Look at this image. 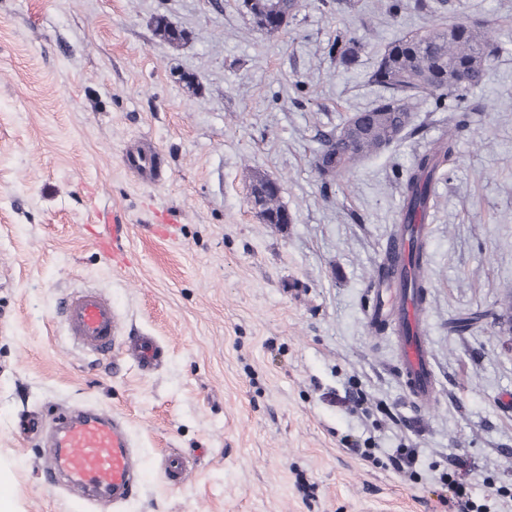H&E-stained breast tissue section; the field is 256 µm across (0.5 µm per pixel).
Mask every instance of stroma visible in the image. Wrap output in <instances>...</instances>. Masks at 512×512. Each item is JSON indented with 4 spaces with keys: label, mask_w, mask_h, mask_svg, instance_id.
<instances>
[{
    "label": "stroma",
    "mask_w": 512,
    "mask_h": 512,
    "mask_svg": "<svg viewBox=\"0 0 512 512\" xmlns=\"http://www.w3.org/2000/svg\"><path fill=\"white\" fill-rule=\"evenodd\" d=\"M429 2L432 17L415 0H304L271 36L239 0H0V488L14 512H456L448 475L484 512L512 505V0ZM159 16L187 41L162 39ZM458 17L494 26L498 52L433 184L422 406L392 329L368 321L369 288L406 172L453 113L424 100L343 181L324 184L313 161L321 135L378 96V52ZM343 35L363 44L348 66L330 51ZM143 139L160 183L122 166ZM259 177L279 183L291 223L251 205ZM112 212L128 226L120 273L93 245ZM168 220L173 235L153 233ZM76 288L155 336L162 367L94 365L58 314ZM476 309L489 318L449 331ZM74 404L126 420L135 498L88 505L45 482L44 441L17 424ZM370 446L378 464L358 454ZM403 448L417 451L409 475L391 465ZM173 451L192 464L178 487ZM190 470L189 459L179 453H169L165 458L164 472L167 480L174 486L186 481Z\"/></svg>",
    "instance_id": "35a3bbf8"
}]
</instances>
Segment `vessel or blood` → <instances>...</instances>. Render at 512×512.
<instances>
[{
    "label": "vessel or blood",
    "mask_w": 512,
    "mask_h": 512,
    "mask_svg": "<svg viewBox=\"0 0 512 512\" xmlns=\"http://www.w3.org/2000/svg\"><path fill=\"white\" fill-rule=\"evenodd\" d=\"M122 161L143 180L156 182L164 175L156 147L125 150ZM126 234V225L116 215L111 238L98 242L104 254L111 256L113 267H123L126 262ZM372 293L370 323L393 322L405 386L418 404H429L434 395V373L419 307L408 289L396 287L389 279L375 283ZM61 313L73 340L98 359L127 357L146 373L162 366L164 346L152 336H125L119 311L101 291L85 288L73 292L64 299ZM47 445L49 455L43 461V472L48 483L66 485L87 502L128 501L141 483L134 441L118 415L82 406L63 409L55 418ZM189 470L187 457L174 452L166 456L164 472L172 485L183 484Z\"/></svg>",
    "instance_id": "obj_1"
}]
</instances>
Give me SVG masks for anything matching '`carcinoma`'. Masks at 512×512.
Masks as SVG:
<instances>
[{"mask_svg":"<svg viewBox=\"0 0 512 512\" xmlns=\"http://www.w3.org/2000/svg\"><path fill=\"white\" fill-rule=\"evenodd\" d=\"M159 35L168 43L185 41V31L159 17L155 21ZM497 45L491 30L467 21L453 20L431 24L420 31H411L388 45L377 56L368 81L382 90L365 110L367 122L358 139L347 142L342 131L322 135L314 167L324 183L343 178L366 157L375 155L399 140L410 127L412 112L423 99H432L435 107L447 108V102L463 103L478 87L486 70L495 59ZM334 50L340 63L349 64L361 50L353 38L338 39ZM453 133L443 136L435 147L417 155L401 183L403 208L398 232L413 233V218L429 201L436 171L455 153ZM412 261L418 275L410 287L419 301H426V241L415 240ZM487 313L476 310L457 318L451 329L463 332L481 322Z\"/></svg>","mask_w":512,"mask_h":512,"instance_id":"cac0c4a2","label":"carcinoma"}]
</instances>
